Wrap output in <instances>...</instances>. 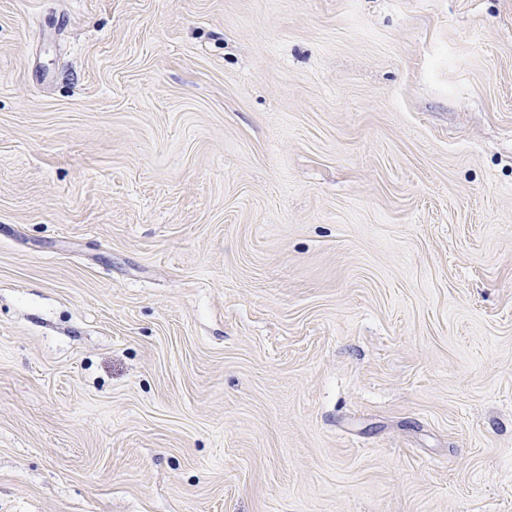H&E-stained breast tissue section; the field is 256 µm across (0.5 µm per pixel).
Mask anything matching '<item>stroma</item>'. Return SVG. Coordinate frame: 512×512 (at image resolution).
Instances as JSON below:
<instances>
[{
  "instance_id": "1",
  "label": "stroma",
  "mask_w": 512,
  "mask_h": 512,
  "mask_svg": "<svg viewBox=\"0 0 512 512\" xmlns=\"http://www.w3.org/2000/svg\"><path fill=\"white\" fill-rule=\"evenodd\" d=\"M0 512H512V0H0Z\"/></svg>"
}]
</instances>
